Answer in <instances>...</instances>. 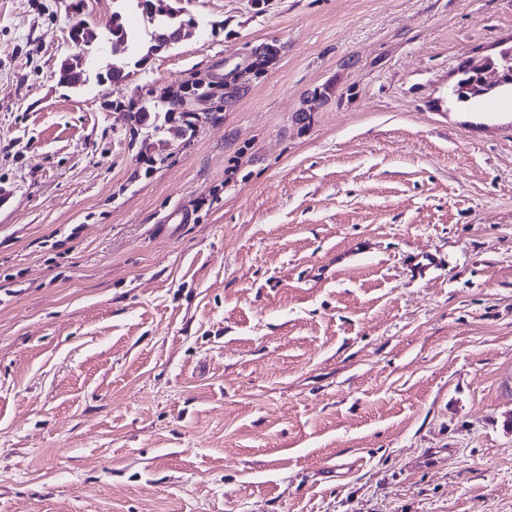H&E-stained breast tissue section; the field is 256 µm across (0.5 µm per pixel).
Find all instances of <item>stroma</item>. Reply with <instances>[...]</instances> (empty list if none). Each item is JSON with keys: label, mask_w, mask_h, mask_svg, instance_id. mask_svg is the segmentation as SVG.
Here are the masks:
<instances>
[{"label": "stroma", "mask_w": 512, "mask_h": 512, "mask_svg": "<svg viewBox=\"0 0 512 512\" xmlns=\"http://www.w3.org/2000/svg\"><path fill=\"white\" fill-rule=\"evenodd\" d=\"M72 3L0 0V512H512V0ZM137 2L136 6L138 9L141 10L142 14L145 15L149 21L152 24H155L156 29L151 33V40L154 41V44L150 45L148 47V52H153L155 49L159 47L158 41L160 40L161 35L168 34L170 38H173L174 33L177 30V26L180 27L182 22H179L177 24L176 21H174L173 18L169 16H162V15H154L153 13L149 12L148 4H150L151 0H133ZM176 38H173L172 40H175ZM167 45H170V43H166L161 45L159 48L162 49V47H165ZM472 63L473 61L471 59H466L458 66L460 76L456 85L451 89V97L455 103H467L472 98L479 97L477 94H472L468 91H461L464 86L470 85L474 81L476 73L471 68Z\"/></svg>", "instance_id": "1"}]
</instances>
